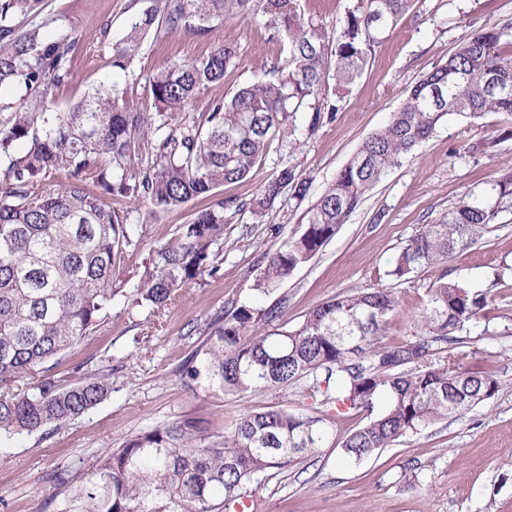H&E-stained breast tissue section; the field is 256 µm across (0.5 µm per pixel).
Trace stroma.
Masks as SVG:
<instances>
[{
    "instance_id": "1",
    "label": "stroma",
    "mask_w": 512,
    "mask_h": 512,
    "mask_svg": "<svg viewBox=\"0 0 512 512\" xmlns=\"http://www.w3.org/2000/svg\"><path fill=\"white\" fill-rule=\"evenodd\" d=\"M155 3L43 0L40 17L50 20L52 31L74 29L87 38L74 56L70 83L56 108L111 80L113 44L124 39L133 17ZM510 22L512 0H418L377 48L333 121L312 132L306 113H298L292 144L273 142L245 181L221 186L220 197L244 201L288 166L310 180L307 196L282 199L269 223L253 225L245 213L226 225L222 276L186 288L157 320L141 314L128 317L123 297L114 299L105 322L55 367L63 376L74 363L97 360L109 350L121 352L125 360L112 377L111 394L59 429L0 440V450L8 454L0 461V493L7 501L0 512H50L45 497L57 468L77 461L84 471H93L102 449L119 446L150 427L194 417L207 435L216 437L245 411L300 407L303 398L292 388L244 397L206 396L186 388L175 368L199 342L192 327L206 323L228 302L252 296L263 252L300 230L306 211L362 143L389 121L407 89L474 30ZM104 28L108 39L97 43ZM222 34L237 44L242 65L201 96L193 109L197 116L210 98L231 97L246 84L253 67L286 59V50L269 41L263 23L234 22ZM213 46L210 37L163 27L152 30L141 44L135 79L125 83L129 95L141 96L146 76L156 67L207 56ZM510 127L512 117L502 114L444 121L374 187L309 263L262 301L270 307L287 297L279 323L289 329L318 304L380 282L392 288L397 304L379 343L397 345L415 336V317L428 286L448 273L486 293L488 305L458 332L451 350H433L429 360L443 364L453 355L469 374L495 375L497 394L358 462L344 461L341 441L365 423V415L338 413L335 434L316 457L270 470L261 483L249 486L247 495L257 501V512H512V211L484 227L473 244L454 253L444 266L425 268L405 281L386 276L401 249L425 225L447 221L464 193L512 169V139H498ZM488 138L498 141L494 151L478 147ZM466 143L473 144L472 152L463 151ZM204 206L203 200L194 199L159 212L151 221L150 239L126 256L127 269L139 266L150 249L166 243L177 225L189 223Z\"/></svg>"
}]
</instances>
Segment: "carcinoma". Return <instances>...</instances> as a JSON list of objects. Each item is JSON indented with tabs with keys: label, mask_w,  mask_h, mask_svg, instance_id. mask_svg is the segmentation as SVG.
I'll use <instances>...</instances> for the list:
<instances>
[{
	"label": "carcinoma",
	"mask_w": 512,
	"mask_h": 512,
	"mask_svg": "<svg viewBox=\"0 0 512 512\" xmlns=\"http://www.w3.org/2000/svg\"><path fill=\"white\" fill-rule=\"evenodd\" d=\"M40 3L0 0V96L25 91L21 105L0 107L7 111L0 117V435L58 429L111 394L115 355L74 364L71 382L52 374L49 362L90 335L124 292L116 287L121 262L148 234V224L130 223V203L150 205L153 215L214 197L219 186L248 178L297 113H308L311 131L333 121L417 0H350L334 33L296 0H157L112 48V75L134 76L141 43L159 25L204 36L260 19L287 47L284 63L260 65L232 97L210 100L202 124L188 113L239 67L236 44L220 39L206 57L155 69L144 85L153 112L115 80L53 112L84 39L72 30L49 36L46 20L19 27L17 16L39 15ZM508 35L507 26L476 31L415 83L307 211L301 230L265 253L258 295L274 293L308 263L446 118L512 116V93L493 92L512 88ZM308 189V178L285 167L247 202L221 199L198 210L128 275L137 279L132 307L158 317L187 286L221 276L225 225L245 210L265 224L285 193L303 198ZM510 209L512 170L465 193L448 221L426 225L386 276L407 279L447 262ZM487 305L485 294L442 276L426 291L417 339L380 347L374 340L396 306L380 283L317 305L293 330L278 324L280 308L236 300L206 324L176 373L194 392L246 395L300 384L307 399L363 409L369 420L342 442L345 455L360 460L496 394L491 374L470 376L451 358L425 361ZM382 396L388 403L376 413ZM333 433L328 418L279 406L244 412L216 440L189 419L156 426L104 449L87 475L72 465L57 469L47 505L53 512H224L268 471L316 455Z\"/></svg>",
	"instance_id": "obj_1"
}]
</instances>
